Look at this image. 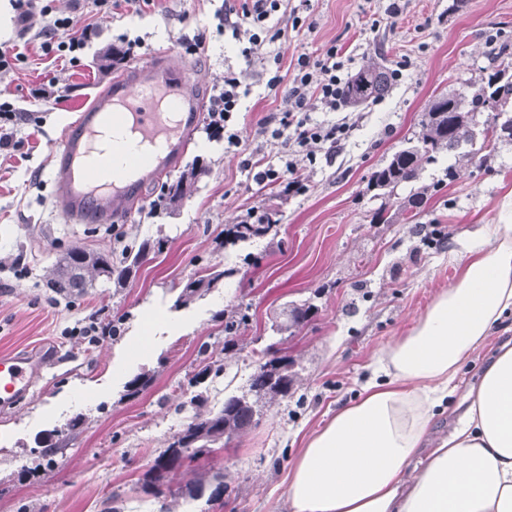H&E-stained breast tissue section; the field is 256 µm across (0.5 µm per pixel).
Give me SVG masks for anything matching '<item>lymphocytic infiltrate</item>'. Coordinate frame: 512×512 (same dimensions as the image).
<instances>
[{"mask_svg": "<svg viewBox=\"0 0 512 512\" xmlns=\"http://www.w3.org/2000/svg\"><path fill=\"white\" fill-rule=\"evenodd\" d=\"M284 0H244L241 13L232 9L224 11V28L241 46V55L246 61L270 62V45L287 42L284 29L271 26L269 20L280 11ZM47 18L41 49L44 53L73 52L81 49L85 34L74 32L69 18L50 16L48 7L41 0H20L19 24H26L35 15ZM349 59L336 45H328L315 57L307 54L297 56L290 78L273 74L267 81L269 90H278L287 85L288 108L266 118L264 130L280 148L278 165H267L255 170L252 158H244L241 165L254 169L258 183L276 184L286 182L288 191L302 192L301 182L285 181V174L295 172L298 161H315L321 148H337L348 138L351 126L348 122L317 123L312 112H333L342 107L345 88L349 82L347 65ZM245 92L238 75L225 71L224 82L215 86L207 112V127L215 132H225L229 147L241 148L238 133L229 129L235 112Z\"/></svg>", "mask_w": 512, "mask_h": 512, "instance_id": "1", "label": "lymphocytic infiltrate"}]
</instances>
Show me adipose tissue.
Segmentation results:
<instances>
[{
    "label": "adipose tissue",
    "instance_id": "ef3b65f1",
    "mask_svg": "<svg viewBox=\"0 0 512 512\" xmlns=\"http://www.w3.org/2000/svg\"><path fill=\"white\" fill-rule=\"evenodd\" d=\"M511 312L506 218L465 246L456 282L378 352L355 402L306 439L288 476L290 512H512V346L464 394L454 384ZM454 396L456 427L427 448L436 408Z\"/></svg>",
    "mask_w": 512,
    "mask_h": 512
}]
</instances>
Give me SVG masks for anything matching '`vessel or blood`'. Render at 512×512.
Masks as SVG:
<instances>
[{"instance_id": "1", "label": "vessel or blood", "mask_w": 512, "mask_h": 512, "mask_svg": "<svg viewBox=\"0 0 512 512\" xmlns=\"http://www.w3.org/2000/svg\"><path fill=\"white\" fill-rule=\"evenodd\" d=\"M205 104L188 68L167 54L137 64L95 97L51 155L53 205L68 224H116L140 202L147 185L180 164ZM137 139L139 151L117 165L93 161L104 130ZM40 361L30 354H0V405L29 396Z\"/></svg>"}]
</instances>
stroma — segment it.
Returning <instances> with one entry per match:
<instances>
[{"instance_id": "stroma-1", "label": "stroma", "mask_w": 512, "mask_h": 512, "mask_svg": "<svg viewBox=\"0 0 512 512\" xmlns=\"http://www.w3.org/2000/svg\"><path fill=\"white\" fill-rule=\"evenodd\" d=\"M240 0H151L142 14L119 8L95 12L90 0H50L54 14L71 16L75 29L91 27L77 64L44 54L42 17L26 32L12 31L6 45L22 57L0 77V103L20 112L17 147L0 155V354L41 356L33 393L0 409V512H159L144 476L174 434L194 413L185 399L203 395L218 410L225 398L248 389L258 360L283 356L297 373L288 396L263 397L253 425L203 460L199 473L224 474L226 489L207 497L171 499L172 512H289L288 470L305 438L352 403L372 376L375 353L406 335L434 297L457 275L461 242L499 219L512 192V143L490 157L471 160L441 153L417 181L380 196L371 173L418 132L433 93L461 89L487 66L492 46L512 45V0H311L313 32L292 29L298 0L273 19L287 29L281 68L305 53L337 44L350 71L380 56L402 75L389 93L366 107L316 112L317 122L353 117L355 127L338 149L301 161L300 194L257 184L224 141L198 125L180 164L205 170L195 193L174 212L152 214L160 189L152 184L127 222L67 224L52 206V151L96 94L107 91L123 67L106 68L105 45L140 41L141 58L167 50L191 66L203 97L241 73L249 94L234 116L244 146L256 157L278 151L263 119L288 107L286 89L270 91L261 62L245 65L224 31L225 3ZM202 40L195 57L186 42ZM456 166L448 179V166ZM272 208L278 224L246 244H225L224 229L249 208ZM444 237L435 241L433 230ZM151 249L123 287L95 283L76 298L48 288L44 276L56 255L74 246L122 249L142 240ZM220 272L214 288L189 305H177L184 284L202 265ZM310 304V317L294 333L277 331L289 305ZM244 312L249 320L232 345L213 319L217 311ZM101 323L123 318L122 335L95 344L78 336L90 314ZM512 344V314L492 329L485 346L461 368L459 388L475 384L495 349ZM208 345L224 366L216 378L197 380L199 348ZM147 374L148 385L127 395L126 383ZM85 423L45 462L40 436L71 417Z\"/></svg>"}]
</instances>
